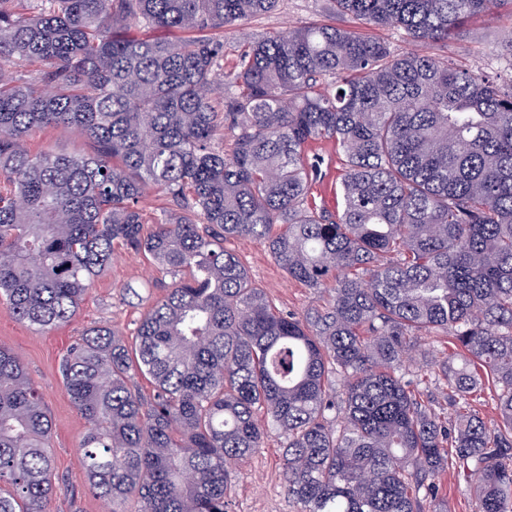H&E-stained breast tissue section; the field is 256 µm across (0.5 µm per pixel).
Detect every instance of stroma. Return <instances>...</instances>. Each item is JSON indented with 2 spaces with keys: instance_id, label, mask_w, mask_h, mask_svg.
Wrapping results in <instances>:
<instances>
[{
  "instance_id": "1",
  "label": "stroma",
  "mask_w": 512,
  "mask_h": 512,
  "mask_svg": "<svg viewBox=\"0 0 512 512\" xmlns=\"http://www.w3.org/2000/svg\"><path fill=\"white\" fill-rule=\"evenodd\" d=\"M310 23H332L386 43L402 53L411 45L405 34L390 27L365 25L350 15L333 13L330 0H278L274 10L245 20L223 33L225 71H234L245 43L262 36ZM503 20L490 14L465 26L448 42L430 47L435 57L455 66L512 79L504 67V48L499 32ZM30 151L52 149L63 154L93 153L94 144L79 128H48L29 139ZM309 158L319 159L310 198L329 211L341 205L339 192L343 157L335 143L315 141L306 149ZM226 246L238 253L250 276L264 289L272 306L280 311L302 312L327 304L328 292L308 287L288 277L271 257L265 242L232 239ZM172 282L142 254L117 249L111 263L92 283L73 319L51 331L37 333L14 318L0 304V344L11 348L22 360L29 377L42 393L44 407L52 422L51 445L60 489L46 505V512H110L107 502L94 495L80 465L77 448L86 423L72 405L59 372L66 350L78 342L86 329L105 325L115 328L126 342H133L144 311V301L161 297ZM137 286L138 297L126 296L125 284ZM283 450L276 433H269L262 448L235 466L237 479L232 487L228 512H297V506L282 487ZM438 497L449 512H473L468 481L454 468H446L437 478Z\"/></svg>"
}]
</instances>
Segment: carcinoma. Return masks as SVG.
I'll return each mask as SVG.
<instances>
[{
    "mask_svg": "<svg viewBox=\"0 0 512 512\" xmlns=\"http://www.w3.org/2000/svg\"><path fill=\"white\" fill-rule=\"evenodd\" d=\"M276 2L0 0V302L38 333L59 327L119 246L176 278L133 346L93 326L60 364L90 490L112 512H227L232 462L268 426L300 512H425L449 465L471 478L474 512H512V82L327 24L252 42L217 80L224 41L205 32ZM333 4L424 47L512 11ZM69 126L94 154L26 148ZM316 140L344 156L336 215L308 203ZM148 189L175 206L149 231ZM229 239L266 240L332 304L275 310ZM434 333L457 355L410 370ZM489 386L496 424L473 409ZM51 429L0 345V512H46L60 490Z\"/></svg>",
    "mask_w": 512,
    "mask_h": 512,
    "instance_id": "cac0c4a2",
    "label": "carcinoma"
}]
</instances>
